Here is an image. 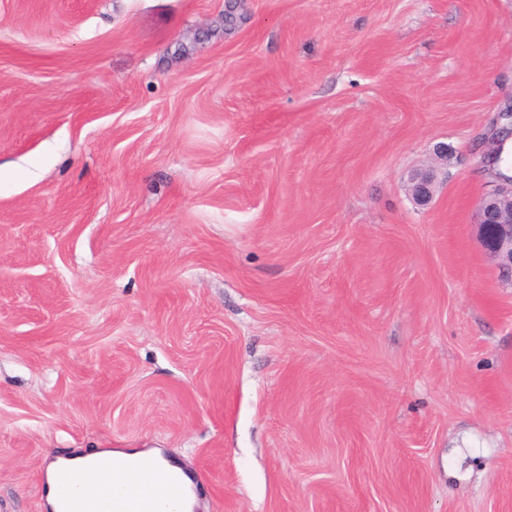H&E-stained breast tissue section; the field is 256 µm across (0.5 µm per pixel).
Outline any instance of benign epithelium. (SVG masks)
I'll list each match as a JSON object with an SVG mask.
<instances>
[{
    "mask_svg": "<svg viewBox=\"0 0 512 512\" xmlns=\"http://www.w3.org/2000/svg\"><path fill=\"white\" fill-rule=\"evenodd\" d=\"M508 128L495 129L488 137L489 152L481 163L491 166L499 162L502 154L500 135ZM438 167L428 165L411 171L408 180L409 192L415 204H429L435 193ZM478 224L482 231L486 249L497 263L502 277L512 283V176L504 177L500 183L480 201Z\"/></svg>",
    "mask_w": 512,
    "mask_h": 512,
    "instance_id": "1",
    "label": "benign epithelium"
}]
</instances>
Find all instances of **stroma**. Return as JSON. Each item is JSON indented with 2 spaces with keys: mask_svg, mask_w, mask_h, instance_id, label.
I'll list each match as a JSON object with an SVG mask.
<instances>
[{
  "mask_svg": "<svg viewBox=\"0 0 512 512\" xmlns=\"http://www.w3.org/2000/svg\"><path fill=\"white\" fill-rule=\"evenodd\" d=\"M511 104L512 0H0V512L98 448L199 512H512ZM500 114L502 115V118L510 120L511 127H501L499 130L496 128L493 130L490 136L487 137L489 143V152L484 154L480 161L481 164H485L486 166H491L499 162V158L502 154V141L500 139V134L511 133L512 137V108L511 112H500ZM438 170L437 166L428 165L411 171L408 186L415 204L423 206L432 201L438 179ZM478 224L490 257L512 285V176L502 178L481 199Z\"/></svg>",
  "mask_w": 512,
  "mask_h": 512,
  "instance_id": "obj_1",
  "label": "stroma"
}]
</instances>
